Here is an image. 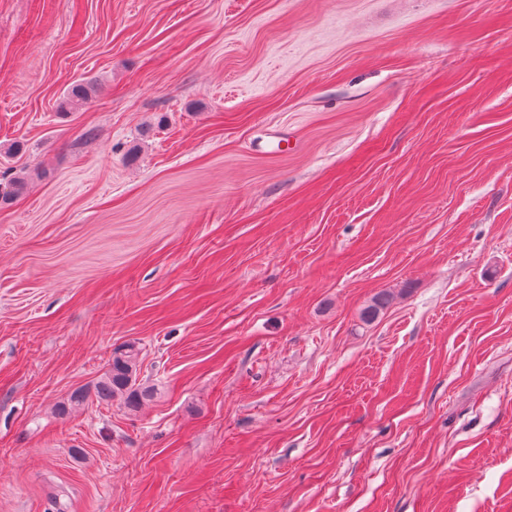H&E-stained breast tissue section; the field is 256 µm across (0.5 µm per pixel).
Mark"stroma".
<instances>
[{
    "mask_svg": "<svg viewBox=\"0 0 512 512\" xmlns=\"http://www.w3.org/2000/svg\"><path fill=\"white\" fill-rule=\"evenodd\" d=\"M22 170L0 512H512V0H0ZM139 348L135 343L123 344L112 351L109 369L95 386V396L101 401L123 399L130 411L139 409L154 395V390L138 382Z\"/></svg>",
    "mask_w": 512,
    "mask_h": 512,
    "instance_id": "1",
    "label": "stroma"
}]
</instances>
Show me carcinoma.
<instances>
[{
    "instance_id": "carcinoma-1",
    "label": "carcinoma",
    "mask_w": 512,
    "mask_h": 512,
    "mask_svg": "<svg viewBox=\"0 0 512 512\" xmlns=\"http://www.w3.org/2000/svg\"><path fill=\"white\" fill-rule=\"evenodd\" d=\"M69 101L74 106H83L90 101V88L77 84L68 92ZM27 181L22 176H14L0 191V203L9 204L24 194ZM139 348L133 343L123 344L112 351L109 369L95 386V396L101 401L120 398L125 406L134 411L154 395V390L138 382Z\"/></svg>"
}]
</instances>
